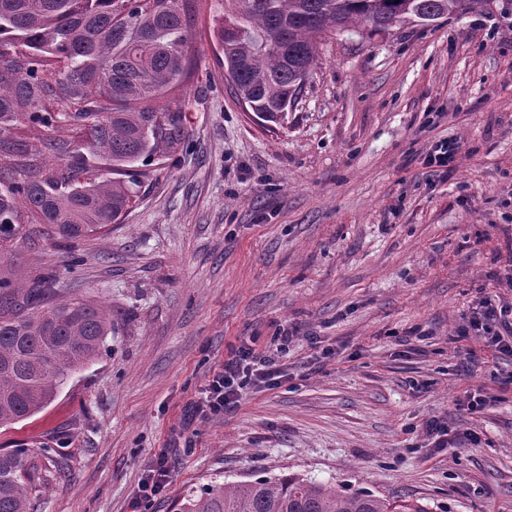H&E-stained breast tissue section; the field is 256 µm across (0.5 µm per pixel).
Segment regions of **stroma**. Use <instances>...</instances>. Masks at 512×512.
<instances>
[{"instance_id":"obj_1","label":"stroma","mask_w":512,"mask_h":512,"mask_svg":"<svg viewBox=\"0 0 512 512\" xmlns=\"http://www.w3.org/2000/svg\"><path fill=\"white\" fill-rule=\"evenodd\" d=\"M201 9L181 89L183 149L155 161L119 224L0 269L112 309L99 356L0 448L48 444L34 512H175L211 482L283 474L429 512H512V356L460 336L479 292L512 301V12L339 30L283 126L247 112ZM447 172L427 167L441 142ZM272 386L199 416L241 341ZM485 398L477 412L472 396ZM456 435L435 448L430 421ZM168 479L141 497L158 460Z\"/></svg>"}]
</instances>
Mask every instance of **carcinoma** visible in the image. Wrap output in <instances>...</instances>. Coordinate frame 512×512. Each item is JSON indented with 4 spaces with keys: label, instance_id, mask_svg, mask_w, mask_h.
Listing matches in <instances>:
<instances>
[{
    "label": "carcinoma",
    "instance_id": "cac0c4a2",
    "mask_svg": "<svg viewBox=\"0 0 512 512\" xmlns=\"http://www.w3.org/2000/svg\"><path fill=\"white\" fill-rule=\"evenodd\" d=\"M203 0H0V264L32 234L67 251L120 221L139 166L187 137L178 89ZM214 39L237 98L280 124L318 61L321 39L487 10L491 0H214ZM68 126L83 137L62 135ZM39 133L35 142L21 134ZM57 274L24 282L0 271V428L41 412L112 334V311L56 296ZM35 448L0 449V512H32L45 478ZM178 512H428L413 500L346 493L298 475L213 482Z\"/></svg>",
    "mask_w": 512,
    "mask_h": 512
}]
</instances>
